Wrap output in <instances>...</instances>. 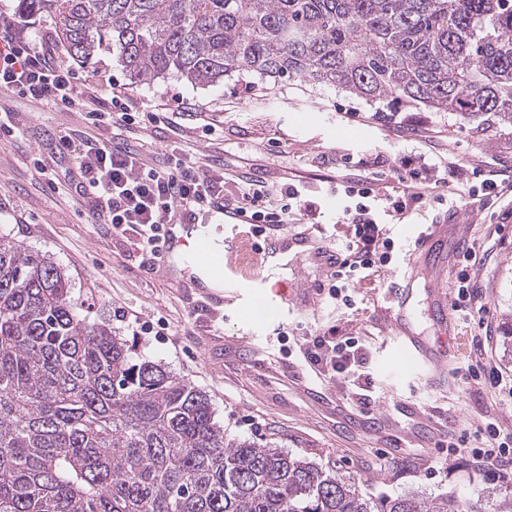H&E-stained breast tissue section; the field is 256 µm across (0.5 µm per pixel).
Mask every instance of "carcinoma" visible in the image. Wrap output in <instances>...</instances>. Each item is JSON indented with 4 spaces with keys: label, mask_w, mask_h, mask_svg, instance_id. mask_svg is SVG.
<instances>
[{
    "label": "carcinoma",
    "mask_w": 512,
    "mask_h": 512,
    "mask_svg": "<svg viewBox=\"0 0 512 512\" xmlns=\"http://www.w3.org/2000/svg\"><path fill=\"white\" fill-rule=\"evenodd\" d=\"M88 65L135 85L233 73L394 97L512 131V0H21ZM0 512H480L364 496L273 442L229 437L209 398L92 318L49 257L0 234Z\"/></svg>",
    "instance_id": "cac0c4a2"
}]
</instances>
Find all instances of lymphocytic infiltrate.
I'll return each mask as SVG.
<instances>
[{
  "mask_svg": "<svg viewBox=\"0 0 512 512\" xmlns=\"http://www.w3.org/2000/svg\"><path fill=\"white\" fill-rule=\"evenodd\" d=\"M28 27L0 14V87L14 94L50 105L62 112L87 111L93 124L110 126L112 137L103 141L79 130H68L55 140L49 160H36L34 170L48 185L64 181L69 195L105 225L110 235L135 232L144 261L159 266L165 244V227L204 220L210 212L246 216L254 236L263 238L282 231L299 218L315 215L317 208L302 184L288 182L277 195L258 188L247 175L225 171L214 162L196 163L169 150L149 158L141 152L118 146V139L146 123L165 118L170 125L192 112L185 105L157 115L136 113L130 98L113 89L110 107L88 109L96 88L78 81L71 67L61 59L51 38L34 44ZM394 171L404 173L401 193H390L383 175L371 171L342 184L345 201L337 223L348 228L347 240L338 246L336 266L326 295L332 302L352 307L354 283L381 269L391 267L402 253V245L391 237L384 216L406 218L416 213L430 183L449 184L460 180L461 170L444 167L442 175L427 181L413 166L411 156H400ZM454 278V310L460 315L478 314L481 293L476 286V252L467 248L461 255ZM299 352L315 376L343 388L347 397L369 405L374 385L366 367L369 363L363 339L346 336L337 327L303 337ZM463 381L482 382L501 400L512 403V378L504 377L489 353L488 341H477ZM449 453L470 456L476 467L495 470L512 465V430L489 422L474 434L448 438Z\"/></svg>",
  "mask_w": 512,
  "mask_h": 512,
  "instance_id": "1",
  "label": "lymphocytic infiltrate"
}]
</instances>
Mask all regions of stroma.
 Masks as SVG:
<instances>
[{"label": "stroma", "instance_id": "1", "mask_svg": "<svg viewBox=\"0 0 512 512\" xmlns=\"http://www.w3.org/2000/svg\"><path fill=\"white\" fill-rule=\"evenodd\" d=\"M73 69L83 78L115 80L143 112L158 104L204 106L184 127L173 131L156 123L135 133L133 144L148 155L179 146L189 156H209L228 171L249 172L271 193L286 179L301 181L318 193L316 222L337 239L347 227L336 221L341 200L328 186L349 175L336 165L341 156L389 164L410 155L420 168L459 166L464 180L428 190L421 210L392 231L409 239L444 212V199L455 196L472 243L490 255L477 278L485 310L481 318L461 319L459 327L466 340L489 338L497 366L512 376L502 345L504 322L512 317V218L505 203L472 197L480 187L477 172L512 167V137L489 142L451 113L388 98L371 102L300 79L241 75L200 87L171 77L134 86L113 53L99 56L93 68L77 63ZM1 112L24 135L0 139V232L50 255L70 278L75 297L88 301L144 357L205 391L229 436L271 440L292 455L335 465L375 498L416 492L461 502L478 497L484 512H500L503 501L512 499V467L488 473L443 446L450 431L472 433L490 421L512 428V406L456 375L440 389L426 373L396 363L389 328L392 270L359 284L357 305L346 310L325 300L322 287L330 271L321 261L291 254L263 263L248 240L249 225L225 224L220 236L239 245L224 255L234 272L222 287L199 288L194 264L181 259L160 273L143 264L134 236L103 235L65 188H49L34 172V157L49 153L59 130L103 139L110 128H92L85 113L61 112L6 92H0ZM255 275L291 286V310L263 315L242 286ZM331 325L363 337L371 352L376 393L370 406L353 403L338 385L316 381L302 360L297 340ZM437 457L445 467L427 477L425 467Z\"/></svg>", "mask_w": 512, "mask_h": 512}]
</instances>
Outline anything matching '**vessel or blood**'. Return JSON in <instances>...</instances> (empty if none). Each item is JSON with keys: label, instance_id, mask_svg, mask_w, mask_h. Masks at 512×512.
I'll return each mask as SVG.
<instances>
[{"label": "vessel or blood", "instance_id": "1", "mask_svg": "<svg viewBox=\"0 0 512 512\" xmlns=\"http://www.w3.org/2000/svg\"><path fill=\"white\" fill-rule=\"evenodd\" d=\"M167 251L164 263L172 265L174 257L179 252L190 253L193 261H200L201 253L207 244L206 227L202 224H185L182 226L170 224L166 227ZM469 232L465 224H462L454 214L439 217L436 224L430 225L415 240V254L430 255L432 252L443 250L457 251L468 239ZM297 245L302 248L315 247L317 254L326 267H333L336 260L334 251L315 246L312 236L303 234L300 236H283L280 238L268 237L263 241L262 251L266 258L275 260L289 245ZM449 267L444 262H437L434 281L435 286L430 293L432 307L437 320L447 334V347H437L428 344L411 331L408 323L410 302L414 294L415 276L405 273L401 278L399 291L391 293L392 307L390 319L394 332L393 340L397 346L399 355L411 359L414 368L425 369L430 373L434 382H442L447 371V355L457 352L462 343L461 336L457 333L456 322L446 303V283ZM253 287L258 288L260 303L265 310L277 311L283 309L291 301L290 292L268 286L265 279L254 277Z\"/></svg>", "mask_w": 512, "mask_h": 512}]
</instances>
